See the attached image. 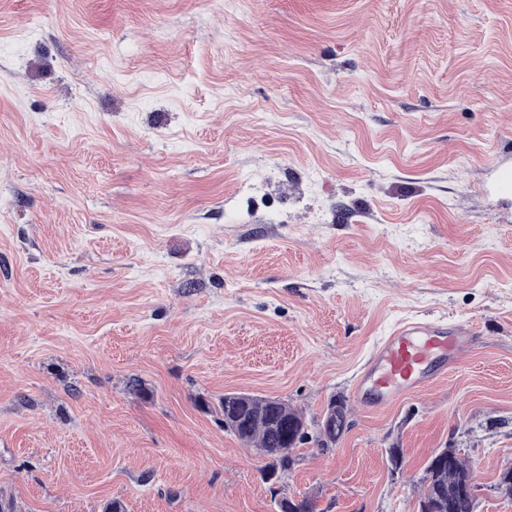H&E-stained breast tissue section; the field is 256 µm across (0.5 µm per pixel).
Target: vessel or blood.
<instances>
[{
	"label": "vessel or blood",
	"instance_id": "b4317fda",
	"mask_svg": "<svg viewBox=\"0 0 512 512\" xmlns=\"http://www.w3.org/2000/svg\"><path fill=\"white\" fill-rule=\"evenodd\" d=\"M476 334L465 325L401 323L368 359L355 389L357 402L382 410L420 391L447 371Z\"/></svg>",
	"mask_w": 512,
	"mask_h": 512
}]
</instances>
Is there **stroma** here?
I'll return each mask as SVG.
<instances>
[{"mask_svg":"<svg viewBox=\"0 0 512 512\" xmlns=\"http://www.w3.org/2000/svg\"><path fill=\"white\" fill-rule=\"evenodd\" d=\"M512 0H0V492L16 512H276L224 429L319 418L286 494L417 512L457 448L512 512ZM479 331L392 406L398 323ZM403 449L392 473L386 450Z\"/></svg>","mask_w":512,"mask_h":512,"instance_id":"stroma-1","label":"stroma"}]
</instances>
